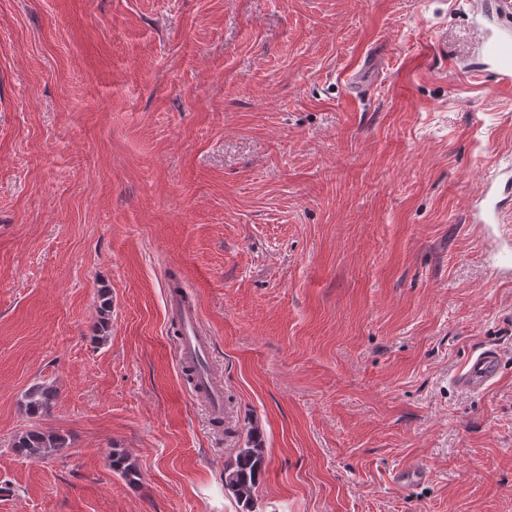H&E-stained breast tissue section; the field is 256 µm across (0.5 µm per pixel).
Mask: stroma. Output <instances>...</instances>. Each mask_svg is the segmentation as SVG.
I'll use <instances>...</instances> for the list:
<instances>
[{
  "label": "stroma",
  "mask_w": 512,
  "mask_h": 512,
  "mask_svg": "<svg viewBox=\"0 0 512 512\" xmlns=\"http://www.w3.org/2000/svg\"><path fill=\"white\" fill-rule=\"evenodd\" d=\"M471 2L0 0V512H240L224 466L254 432L253 512H512V280L468 221L512 164V92L456 69ZM486 344L505 362L473 393ZM42 382L68 446L33 461ZM170 295V306L176 315L182 328L183 336L178 350V359L184 369H199L201 362L207 361V352L209 348V336L198 327V312L195 303L191 300L187 288L184 284H168ZM174 288H179L185 295L183 300L180 292H173ZM503 355L499 348L482 346L472 352L458 378L459 384L472 390L486 389L498 375ZM196 393L206 402L214 421L224 418V387L209 370L199 373ZM58 398L57 389L50 384H36L25 394L23 401L24 414L30 419L47 415ZM109 466L113 472L120 474L129 484H134L139 480L136 465L122 451L112 450L109 454Z\"/></svg>",
  "instance_id": "obj_1"
}]
</instances>
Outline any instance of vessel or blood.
Masks as SVG:
<instances>
[{
  "label": "vessel or blood",
  "instance_id": "vessel-or-blood-1",
  "mask_svg": "<svg viewBox=\"0 0 512 512\" xmlns=\"http://www.w3.org/2000/svg\"><path fill=\"white\" fill-rule=\"evenodd\" d=\"M512 0H474L472 25L476 30L480 53L476 61L466 65L469 74L490 78L494 86L512 87ZM512 199V165L501 169L499 178L487 181L472 198L470 216L476 224H499L504 217L503 202ZM498 259L492 263V273L502 279H512V240H497ZM170 306L182 328L183 336L178 359L183 368L199 371L197 393L208 406L213 420L224 417V388L209 372L200 371L206 361L209 338L198 326V312L193 301L180 293L170 295ZM503 355L499 348L482 346L472 352L458 378L459 384L470 389H486L496 378Z\"/></svg>",
  "mask_w": 512,
  "mask_h": 512
}]
</instances>
